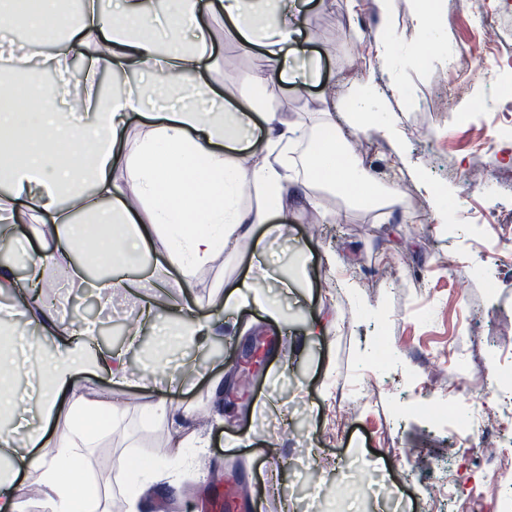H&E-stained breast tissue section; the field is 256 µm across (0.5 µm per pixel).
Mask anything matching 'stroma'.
<instances>
[{
    "label": "stroma",
    "instance_id": "35a3bbf8",
    "mask_svg": "<svg viewBox=\"0 0 512 512\" xmlns=\"http://www.w3.org/2000/svg\"><path fill=\"white\" fill-rule=\"evenodd\" d=\"M299 6L304 26L295 65L307 91L297 95L273 77L267 104L316 128L349 93H366L370 125L353 127L342 114L336 124L363 166L416 206L363 208L346 192L321 188L318 207L289 209L288 246L224 251L205 277L188 284L176 271L157 280L163 249L148 245L134 266L111 273L139 280V287L117 293L106 307L95 303L94 289L71 287L65 269L47 268L66 320L93 322L98 336H111L112 348L126 349L136 375L154 380L148 389L117 388L90 368L78 378L89 398L126 409L87 455L107 512L125 510L120 458L152 488L145 512H196L198 499L216 493V474L234 484L236 512H456V499L470 490L497 494L487 482L492 451L456 441L436 415H490L504 404L496 386L462 392L459 374L487 373L512 359V236L501 231L512 226V136H501L495 122L512 104V75L498 66L512 59V0H484L496 50L474 63L462 86L448 60L467 52L476 36L466 0H439L433 28L417 24L415 0H393L388 17L376 0ZM210 29L214 86L246 91L268 68L262 49L229 36L221 19ZM379 37L388 55L377 54ZM390 119L400 136L377 133ZM475 168L482 184L469 179ZM258 261L274 277L264 294L277 302L281 320L250 301L225 313L213 340L224 350L220 358L178 339L161 356H143L162 333L159 325H143L138 346L129 347L123 323L145 299L165 291L172 303L162 314L177 323L187 310L205 313ZM287 272L301 280L289 292L279 284ZM316 316L326 329L310 340L305 330ZM258 331L273 342L262 373L245 388L233 364ZM195 359L201 369L170 386L166 365ZM148 397L179 406L191 424H144L139 405ZM197 438L206 447L154 481L150 466L168 441Z\"/></svg>",
    "mask_w": 512,
    "mask_h": 512
}]
</instances>
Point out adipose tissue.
Returning <instances> with one entry per match:
<instances>
[{"label": "adipose tissue", "mask_w": 512, "mask_h": 512, "mask_svg": "<svg viewBox=\"0 0 512 512\" xmlns=\"http://www.w3.org/2000/svg\"><path fill=\"white\" fill-rule=\"evenodd\" d=\"M160 12L154 0H92L75 13L64 0H0V30L18 20L30 22L44 40L55 42L49 56L22 59L19 67L0 70V212L7 224L25 219L40 241L30 254L35 287H42L48 266H64L71 283L85 287L89 267L107 263L124 269L149 238L160 241L166 264L158 275L175 269L185 279L205 273L213 256L252 244L257 226L272 237L282 234L287 203L316 207L315 188L351 190L358 203L382 199L401 205L398 192L368 183L351 151L336 140V115L324 113L322 135L311 142L304 182L291 199L290 144L302 137L299 123L268 108L264 90L269 75L294 79L287 45L299 33L301 14L288 0H166ZM218 15L243 43L263 45L269 71L254 77L250 96L216 92L208 76V19ZM196 33L186 40L184 25ZM83 62L82 106L85 121L68 117L71 85L43 84L37 73L70 71ZM135 69L141 80L98 88L104 70ZM151 112L150 123L135 146L125 132L132 114ZM292 182V181H291ZM254 188L262 204L243 208L238 197ZM95 248L78 253L79 243ZM255 266L218 307L182 321L179 336L205 348L225 311L265 277ZM43 337L60 345L53 352L29 344V398L36 420L22 435L0 430V512H19L20 474L34 477L45 512H99L100 492L84 475L85 451L122 420L114 406L90 400L77 383L87 364L111 382L130 373L125 350L90 352V330L58 318L51 305L28 311ZM69 418L70 433L55 431Z\"/></svg>", "instance_id": "adipose-tissue-1"}]
</instances>
